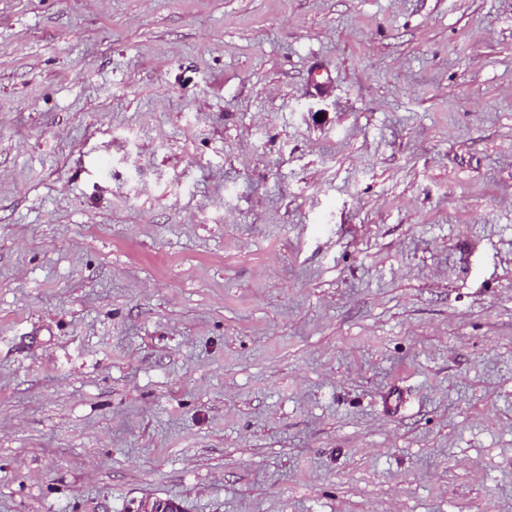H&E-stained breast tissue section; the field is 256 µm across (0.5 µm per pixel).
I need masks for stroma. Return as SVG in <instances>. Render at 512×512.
Segmentation results:
<instances>
[{
    "label": "stroma",
    "instance_id": "35a3bbf8",
    "mask_svg": "<svg viewBox=\"0 0 512 512\" xmlns=\"http://www.w3.org/2000/svg\"><path fill=\"white\" fill-rule=\"evenodd\" d=\"M512 512V0H0V512Z\"/></svg>",
    "mask_w": 512,
    "mask_h": 512
}]
</instances>
